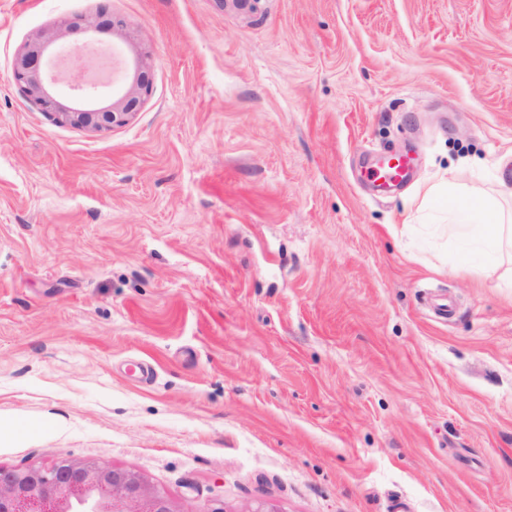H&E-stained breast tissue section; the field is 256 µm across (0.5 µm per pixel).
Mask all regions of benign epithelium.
Segmentation results:
<instances>
[{
  "label": "benign epithelium",
  "instance_id": "7a95c632",
  "mask_svg": "<svg viewBox=\"0 0 512 512\" xmlns=\"http://www.w3.org/2000/svg\"><path fill=\"white\" fill-rule=\"evenodd\" d=\"M105 27L123 32L125 22L101 11L94 21H65L57 32L44 34L17 53L13 78L35 99L41 110L57 122L98 132L126 124L137 112L141 98L150 88L149 65L137 58L126 91L108 105L104 86L89 79L75 67L56 72L55 43L67 33L91 34ZM66 83L69 100L55 94ZM0 512H182L164 489L151 484L144 475L105 464L85 463L66 457L48 465L6 469L0 467Z\"/></svg>",
  "mask_w": 512,
  "mask_h": 512
}]
</instances>
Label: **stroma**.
<instances>
[{
  "mask_svg": "<svg viewBox=\"0 0 512 512\" xmlns=\"http://www.w3.org/2000/svg\"><path fill=\"white\" fill-rule=\"evenodd\" d=\"M103 5L152 86L90 132L12 62ZM505 164L512 0H0V466L182 512H512V257L434 201ZM411 159L408 154L403 153L390 155L371 170L369 176L379 187L391 188L406 179L411 169Z\"/></svg>",
  "mask_w": 512,
  "mask_h": 512,
  "instance_id": "1",
  "label": "stroma"
}]
</instances>
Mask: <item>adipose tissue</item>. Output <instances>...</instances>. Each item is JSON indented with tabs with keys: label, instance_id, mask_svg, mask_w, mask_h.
<instances>
[{
	"label": "adipose tissue",
	"instance_id": "adipose-tissue-1",
	"mask_svg": "<svg viewBox=\"0 0 512 512\" xmlns=\"http://www.w3.org/2000/svg\"><path fill=\"white\" fill-rule=\"evenodd\" d=\"M465 209L476 218L475 223L461 224L452 220L448 224L451 237L472 242L485 256L498 258L512 251V226L498 197L474 193L468 196Z\"/></svg>",
	"mask_w": 512,
	"mask_h": 512
}]
</instances>
